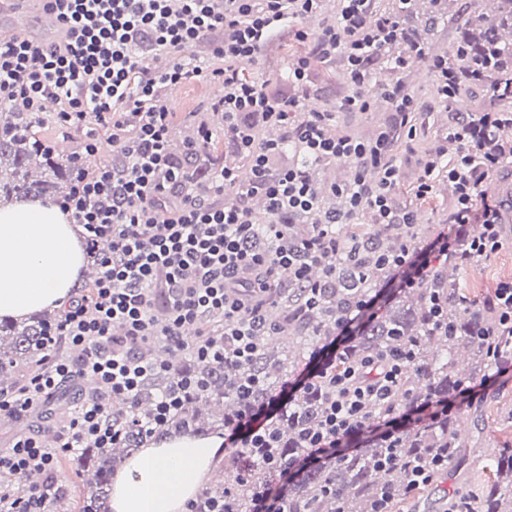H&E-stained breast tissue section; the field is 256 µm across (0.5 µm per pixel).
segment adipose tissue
I'll use <instances>...</instances> for the list:
<instances>
[{
  "instance_id": "obj_1",
  "label": "adipose tissue",
  "mask_w": 512,
  "mask_h": 512,
  "mask_svg": "<svg viewBox=\"0 0 512 512\" xmlns=\"http://www.w3.org/2000/svg\"><path fill=\"white\" fill-rule=\"evenodd\" d=\"M85 267L83 242L59 206L0 207V318L64 307ZM222 444L218 436L181 435L145 445L112 478V512H185Z\"/></svg>"
}]
</instances>
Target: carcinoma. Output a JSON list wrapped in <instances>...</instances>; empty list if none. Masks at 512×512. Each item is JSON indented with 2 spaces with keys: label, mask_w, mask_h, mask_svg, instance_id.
I'll list each match as a JSON object with an SVG mask.
<instances>
[{
  "label": "carcinoma",
  "mask_w": 512,
  "mask_h": 512,
  "mask_svg": "<svg viewBox=\"0 0 512 512\" xmlns=\"http://www.w3.org/2000/svg\"><path fill=\"white\" fill-rule=\"evenodd\" d=\"M400 9L401 46H417L426 52L444 20L438 0H409L386 10ZM448 68L459 73L456 97H466L476 88L485 90L488 102L477 111L454 112L452 122L472 126L478 139L487 144L512 147V0H497V10L485 13L477 8L459 33L455 49L448 55ZM500 113L499 121L486 125L484 113ZM32 118L13 107L0 112V206L15 199H37L64 192L71 180L69 167L50 155L49 148L32 139ZM218 165L222 160L220 143H211L206 154L183 153L186 178L194 180L202 170L201 160ZM288 243H300L312 231V217L293 214ZM344 235L351 239L349 252L336 262V272L324 279L315 305L308 304L309 294L298 283L287 282L273 299V324L278 332L296 340L297 349L285 354L268 350V337L260 336L251 361L240 366L226 360L222 364L205 363L191 354L185 355L180 370L198 382L182 392L181 411L162 425L154 427L160 436L169 430H192L206 434L202 403L225 407L223 421L230 424L246 407L266 401L273 392V381L288 375L301 360L304 349L320 336L331 333L355 307L384 279L385 271L377 259L392 253L402 243L420 237V225L397 227L392 231L347 224ZM467 261L463 253L448 255L435 267L431 277L417 288L400 295L398 302L385 314L372 321L347 350L345 359L354 363L382 352L410 349L414 361L403 372L395 403L417 405L445 398L471 372L457 368L456 356L462 350L472 356L479 367L491 365L487 345L482 337L498 330V312L489 301L463 306L453 288L450 276ZM437 293L448 302V323L452 329L435 325L430 297ZM52 319L33 317L29 320L0 322V386L12 378L22 366L40 363L43 346L49 342ZM251 380L247 394L238 390L240 382ZM174 388L172 379L158 375L146 380L135 404L119 411L115 419L125 425L120 442L112 448L84 444L82 470L87 475L89 497L81 512H110V480L117 460L140 447L142 425L149 421L153 406L167 390ZM326 387L321 385L301 395L297 403L281 414L270 428L274 436L273 457L277 463H291L304 452L303 436L320 424ZM402 461L419 455L427 460L449 449L448 463L458 462L467 452L457 419L442 416L420 427L405 429L394 438ZM388 443L369 439L357 453L335 465L309 469L288 487L287 512H372L378 494L385 488L391 493L390 509H395L414 496L406 485V472L401 467L380 469L375 466ZM224 475L232 482L228 503L230 512H246L250 489L271 478L263 465L262 455L244 449L224 459ZM225 488L207 489L195 500L194 512H206L221 503ZM475 512H512V448L500 450L496 480L485 490L471 495Z\"/></svg>",
  "instance_id": "cac0c4a2"
}]
</instances>
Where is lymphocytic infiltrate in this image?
<instances>
[{"instance_id": "f902f5d3", "label": "lymphocytic infiltrate", "mask_w": 512, "mask_h": 512, "mask_svg": "<svg viewBox=\"0 0 512 512\" xmlns=\"http://www.w3.org/2000/svg\"><path fill=\"white\" fill-rule=\"evenodd\" d=\"M45 2L67 37L56 44L0 38V105L22 102L37 118L45 101L55 100L58 124L84 133L87 154H97L100 128L117 153L94 170L78 169L62 202L82 226L88 250L97 253L99 272L90 293L70 300L54 329L61 341L83 352L75 359L51 357L18 393L1 392L0 412L24 415L78 378L95 379L97 392L81 400L63 426L57 448L44 447L30 434L0 450V472L18 476L51 469L57 451L81 447L88 439L96 447H111L121 428L108 410L110 400H134L152 375L178 377L176 388L158 400L154 421L165 423L180 411L181 390L191 385V378L178 375L173 361L142 359L135 349L161 342L203 361L230 358L247 364L257 350L264 307L282 278L305 282L312 269L334 272L348 246L339 233L341 225L389 228L418 221L412 209L395 201L399 170L391 160L397 133L416 135L409 122L419 102L412 93L399 84L384 87L394 120L375 136H333L328 128L336 111H305V120L292 125V114L304 111L301 99L275 97L265 84L240 75L242 67L257 63L274 36L292 27L298 40H311L313 47L291 61L289 82L307 86L312 58L341 59L350 92L339 109L369 111L373 65L400 37L397 14L376 12L373 0H336L330 18L326 0ZM313 14L324 20L311 36L297 24ZM204 39L211 40L221 66L191 63V49ZM190 80L223 86L224 95L212 110L225 140L247 156L248 178L225 166L208 169L202 180H185L172 151L173 114L163 92ZM256 117L283 128L298 161L275 164L284 142H255L249 121ZM447 135L460 144L459 156L447 162L442 151L429 155L413 190L417 198H429L436 174L446 173L457 191L450 226L424 242L404 243L387 256L389 275L382 288L358 302L274 397L250 406L225 430V447L266 451L275 416L299 394L318 383L326 385L318 431L305 436L302 456L275 466L272 481L254 490L249 512H286L288 486L299 472L358 452L365 436L388 442L403 429L451 415L507 374L492 345L491 374L462 382L447 398L396 408L392 401L407 353L340 363L342 351L379 315L390 292L425 282L439 259L459 248L457 226L483 228L470 242L472 260L489 258L502 246L500 207L480 193L489 169L499 163L498 150L478 145L466 125H449ZM336 161L355 164L353 181L317 185L312 166ZM228 189L234 194L229 201L224 198ZM329 194L347 199L344 213L321 210L320 199ZM257 197L266 203L262 223L256 222L251 207ZM294 213L313 217V230L297 250L288 246L284 222ZM158 301L167 308L162 321L152 313ZM377 404L385 405V412H374ZM58 490L51 479L18 492L0 487V512H44Z\"/></svg>"}]
</instances>
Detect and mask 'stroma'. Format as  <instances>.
I'll return each instance as SVG.
<instances>
[{
	"label": "stroma",
	"instance_id": "35a3bbf8",
	"mask_svg": "<svg viewBox=\"0 0 512 512\" xmlns=\"http://www.w3.org/2000/svg\"><path fill=\"white\" fill-rule=\"evenodd\" d=\"M297 46L293 33H281L264 51L259 63L252 66L253 77L263 80L287 71ZM317 73V80L311 81L309 85L310 97L305 106L309 109L334 111L336 119L333 129L336 133L366 138L391 122L392 114L388 111H339V102L348 92L341 60L322 62ZM398 81L419 100V109L412 116V123L417 128L416 136L411 140L406 136H399L392 152L400 175L395 199L397 203L406 206L410 203V191L421 172L422 161L440 144L446 134L449 111L470 110L482 99L483 94L475 92L473 97L455 103L453 108L448 109L435 95L436 78L426 63L395 72L390 69L386 60L376 62L373 78L375 86ZM220 96L218 85L198 83H188L167 93V104L175 114L176 134L171 140L172 145H180L183 135L189 129L188 122L192 119L199 123H208L214 138L223 139L220 122L208 107L209 102L219 99ZM32 133L36 140L51 146L55 155L63 160L82 147L79 133L64 132L51 111L43 113L41 122L34 125ZM503 238L502 248L489 259L463 265L454 272L452 279L460 293L474 301H484L490 299L492 289L499 279L512 276V231H505ZM76 407V398L70 396L62 404L51 405L49 413L40 412L27 416L22 423L11 416L0 418V448L8 447L24 427L38 435L49 430L60 432L66 418ZM462 413L464 418L460 425L469 453L461 469H449L439 479L434 496L441 500L452 495L454 491L486 486L495 479L498 450L512 443V373L489 388L484 399L463 408ZM80 456L81 453L77 450L56 455L50 475L68 494L65 505L59 512H78L86 498L87 487L80 468Z\"/></svg>",
	"mask_w": 512,
	"mask_h": 512
}]
</instances>
